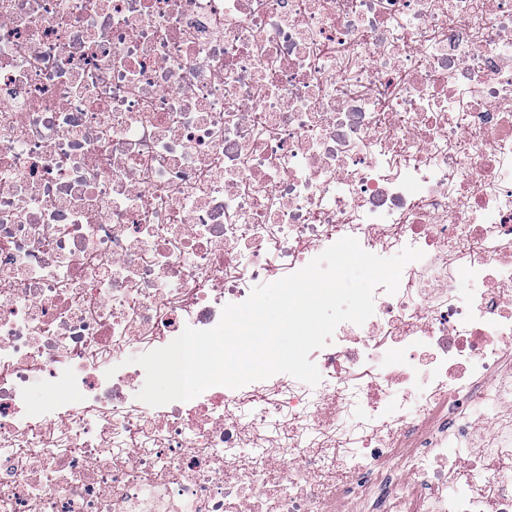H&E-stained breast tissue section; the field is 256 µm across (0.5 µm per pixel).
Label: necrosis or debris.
I'll return each mask as SVG.
<instances>
[{
	"label": "necrosis or debris",
	"mask_w": 512,
	"mask_h": 512,
	"mask_svg": "<svg viewBox=\"0 0 512 512\" xmlns=\"http://www.w3.org/2000/svg\"><path fill=\"white\" fill-rule=\"evenodd\" d=\"M338 231L424 257L311 353L318 394L138 400L132 357ZM511 353L512 0H0V512H512ZM396 385L420 412L376 418ZM483 402L496 449L442 495ZM275 425L315 449L249 457Z\"/></svg>",
	"instance_id": "obj_1"
}]
</instances>
